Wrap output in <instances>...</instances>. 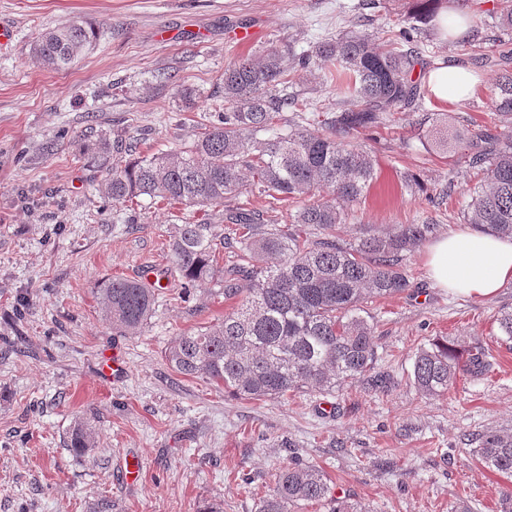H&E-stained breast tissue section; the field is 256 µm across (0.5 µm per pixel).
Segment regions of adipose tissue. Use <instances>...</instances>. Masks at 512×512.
I'll list each match as a JSON object with an SVG mask.
<instances>
[{
  "label": "adipose tissue",
  "instance_id": "adipose-tissue-1",
  "mask_svg": "<svg viewBox=\"0 0 512 512\" xmlns=\"http://www.w3.org/2000/svg\"><path fill=\"white\" fill-rule=\"evenodd\" d=\"M427 82L437 101L454 103L469 97L478 79L462 66L442 63ZM427 255L434 283L465 296H492L512 280V238L462 227L431 244Z\"/></svg>",
  "mask_w": 512,
  "mask_h": 512
}]
</instances>
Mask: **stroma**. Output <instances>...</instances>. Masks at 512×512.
Returning a JSON list of instances; mask_svg holds the SVG:
<instances>
[{
	"mask_svg": "<svg viewBox=\"0 0 512 512\" xmlns=\"http://www.w3.org/2000/svg\"><path fill=\"white\" fill-rule=\"evenodd\" d=\"M411 9L412 0H0V23L14 32L0 45V512H90L104 495L112 512H258L244 479L268 491L296 461L371 512H503L512 478L484 468L466 441L512 429V347L495 323L512 307L511 281L488 298L437 287L419 245L408 257L409 290L367 307L376 368L392 388L353 382L267 401L233 397L164 358L177 336L235 308L220 278L187 288L170 278L136 336L112 331L95 292L102 278L166 268L173 225L202 220L232 232L218 208L112 203L98 159L114 156L117 139L139 140L144 155L184 147L223 107L229 62L282 41L299 52L348 30L395 31ZM75 20L94 25V42L67 69H45L32 52L36 36ZM245 26L259 34L243 48L233 31ZM473 71L482 82L474 96L446 106L428 95L424 109L468 136L512 130L494 110V70ZM416 119L396 111L351 137L372 150L376 180L352 205L353 224L337 227L340 239L352 240L358 224L429 216L439 235L459 226L458 202L480 178L465 149L412 139ZM85 135L95 152L82 151ZM407 173L426 190L453 185L452 202L434 209L424 193H401ZM442 337L464 352L489 345L491 366L426 399L408 375L416 350ZM115 348L126 371L110 381L100 367ZM78 419L96 431L84 458L66 446ZM132 464L139 476L129 481Z\"/></svg>",
	"mask_w": 512,
	"mask_h": 512,
	"instance_id": "obj_1",
	"label": "stroma"
}]
</instances>
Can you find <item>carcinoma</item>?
Here are the masks:
<instances>
[{
	"label": "carcinoma",
	"instance_id": "carcinoma-1",
	"mask_svg": "<svg viewBox=\"0 0 512 512\" xmlns=\"http://www.w3.org/2000/svg\"><path fill=\"white\" fill-rule=\"evenodd\" d=\"M412 19L431 22L443 0H416ZM488 13L512 34V0H496ZM94 31L77 22L39 34L35 56L48 68L70 65L91 45ZM374 35L347 31L296 54L291 45L272 46L224 68V111L201 125L197 138L171 154L131 155L104 161V191L124 204L147 196L186 207H221L224 222L237 227L227 242L236 260L219 265L218 225L177 224L169 241L170 273L186 285L224 277V298L238 300L224 319L178 336L164 357L178 373L224 385L234 397L266 401L303 388L333 392L360 378L377 391L389 378L376 374L377 343L368 300L410 288L407 256L433 235L437 225L400 224L391 232L359 225L352 243L336 236L346 223L344 205L358 201L376 179L370 152L348 139L386 124L390 113L419 108L421 82L413 78L418 49L381 51ZM496 68L495 111L512 119V41H499L493 57H477ZM321 64L336 83V110L309 112L308 101L288 93L292 77ZM292 116L285 118L283 113ZM417 140L448 145V130L426 116L413 127ZM482 176L460 218L481 231L512 237V135H477L468 157ZM274 201L264 214L236 202L243 187ZM247 279L250 288H239ZM105 320L121 335H137L151 319L163 288L120 276L99 282ZM490 353L481 345L467 358L448 340L436 339L414 357L409 382L424 397L448 393L457 376L487 371ZM94 430L74 424L68 447L79 457L95 447ZM470 452L485 468L512 477V432L486 430L471 438ZM325 512H370L331 493L314 465L282 471L259 512H295L305 504Z\"/></svg>",
	"mask_w": 512,
	"mask_h": 512
}]
</instances>
